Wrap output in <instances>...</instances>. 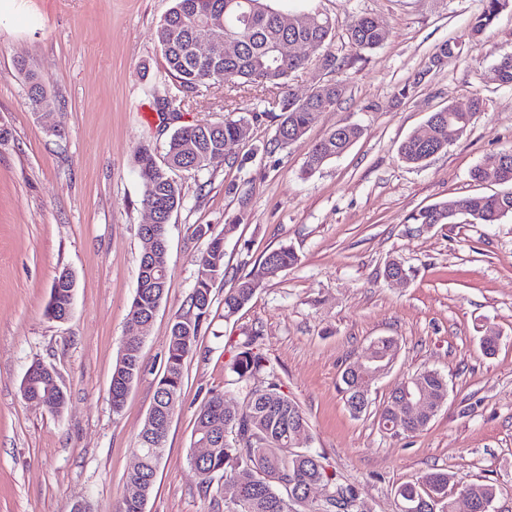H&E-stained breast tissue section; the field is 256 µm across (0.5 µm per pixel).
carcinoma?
<instances>
[{
    "label": "carcinoma",
    "mask_w": 512,
    "mask_h": 512,
    "mask_svg": "<svg viewBox=\"0 0 512 512\" xmlns=\"http://www.w3.org/2000/svg\"><path fill=\"white\" fill-rule=\"evenodd\" d=\"M512 0H484L482 11L471 20L473 36L478 37L492 27L499 14ZM239 43L236 54L220 59L196 56L193 45L215 30ZM386 28L379 18L372 15L354 17L346 29L347 44L354 51L379 47L386 39ZM335 36V21L318 11L291 16L283 25L282 15L265 4V0H174V6L164 17L157 30V41L166 63L167 77L172 83H163V106L176 102L185 103L191 97L215 86L229 92H239L245 87L278 88L288 76L308 65L309 58L282 57L275 46L282 40L294 39L308 44L312 57L326 70L341 71L349 63V57L339 56L328 50ZM460 57L457 43L441 44L429 60V68L441 69ZM492 82L512 84V52L499 56L489 69ZM27 99L36 112L42 109L38 101L45 99L36 73L27 71ZM345 93L343 83L326 82L317 85L302 98L288 95L266 101L264 112L279 111L274 143L286 147L300 140L315 121L317 115L333 108ZM484 107L482 97L471 100L469 111L458 112L446 107L431 114L426 122L428 133L420 139L408 136L398 148V155L407 165L419 167L429 158L448 146V127L467 128L472 117ZM247 126L245 117L228 113L218 123H196L176 129L167 141L162 159L143 145L136 151L138 173L144 186L141 205H152L165 213H172L183 204L182 187L173 177L177 172L200 173L206 169L209 155L219 152L226 159L237 157V148ZM360 129L355 125H339L326 137L315 143L308 152L305 169H319L329 160L346 152L359 138ZM499 166L502 183L512 186V147L504 148L487 156L470 171L474 181L484 178L485 169ZM472 218L478 224H495L512 216V190L491 195H472L450 204L438 203L408 216L413 224H446L454 213ZM194 234L205 238V247L198 258L196 281L184 308L172 320L163 375L157 382L153 409L160 416L170 413L181 402L183 369L186 359L196 349L203 325L208 320L212 305V283L225 277L223 233H213L200 226ZM158 250L154 264L156 272L149 276L137 273V288L130 303L129 314L146 318L155 316L167 293L168 265L163 255L166 244V225H155ZM298 262L292 248L282 246L267 253L261 261L246 273L234 279L233 286L224 292V318L235 317L254 297L265 280ZM66 270H61L53 280L50 299L45 315L63 310L71 300L70 289L63 283ZM255 337L237 344V353L230 370L235 382L248 383L264 380V385L248 390V406L234 413L224 410V393L212 391L200 405L196 417L193 444L209 449L202 461L208 473L201 481L202 487L210 488L212 477L239 483L248 493L247 507L240 512H293L292 504L299 501L304 487L318 483L329 485L332 478L320 462H313V453L306 448L311 439L310 426L300 404L281 390L273 365L260 352L254 350ZM142 344L130 341L123 346L112 369L110 391L112 410L123 409L128 390L141 370ZM398 342L392 336L376 338L365 349L369 359L360 373L344 370L340 391L353 415L367 411L357 406L356 400L369 391L373 381L394 362ZM402 386L413 391L418 386L427 388L437 403L448 398V382L439 372L426 370L418 373ZM48 383L41 376L35 377L29 391L46 399L49 409L58 412L66 400L47 395ZM398 396L390 400L379 412V425L388 431L416 432L425 427L428 420L415 417L401 410ZM149 429H142L137 441L141 457V475L156 472L164 446L148 444ZM429 488L424 494L419 482L402 485L398 491V512H424L422 502L443 505L444 512H452L451 495L448 493V475L430 473L423 477ZM311 512H360L355 490L341 483Z\"/></svg>",
    "instance_id": "cac0c4a2"
}]
</instances>
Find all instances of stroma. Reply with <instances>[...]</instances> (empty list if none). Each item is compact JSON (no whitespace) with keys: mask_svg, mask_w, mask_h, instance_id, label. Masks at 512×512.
<instances>
[{"mask_svg":"<svg viewBox=\"0 0 512 512\" xmlns=\"http://www.w3.org/2000/svg\"><path fill=\"white\" fill-rule=\"evenodd\" d=\"M173 0H0V512H117L130 494L127 473L166 361L170 325L191 293L205 242L196 226L224 233L226 275L212 287L211 316L184 367L145 512H218L223 477L201 488L187 460L196 413L209 392L245 409L231 385L234 346L259 333L283 391L305 411L311 448L339 483L354 488L362 512H397L398 488L429 473L496 488L494 512H512V216L475 224L419 226L421 208L493 194L494 177L471 168L512 145V85L489 83L500 54L512 52V6L481 40L470 31L482 0H270L281 14L317 10L346 27L369 13L387 37L339 74L313 65L284 92L301 97L339 77L341 101L320 113L305 136L270 148L275 122L250 119L237 161L219 159L204 176L178 173L184 201L167 227L168 293L144 335L142 371L121 412L109 398L112 367L127 333L142 253L144 187L135 153L164 155L175 128L246 113L253 94L221 87L181 105L163 123L151 91L165 71L156 32ZM457 61L429 70L444 42ZM29 62L54 102L46 123L27 105L20 61ZM408 98L398 92L407 84ZM485 109L462 135L422 167L404 164L400 143L431 112ZM355 124L359 139L342 156L304 174L310 148L336 126ZM232 232H225V225ZM287 245L297 265L266 280L234 318L224 291L244 262ZM410 270L385 279L388 259ZM76 278L64 323L44 308L62 269ZM499 335L484 354L485 328ZM399 342L390 369L353 416L339 379L377 337ZM52 367L67 395L57 414L27 402L20 384L34 363ZM440 372L448 399L422 430H384L378 412L411 375Z\"/></svg>","mask_w":512,"mask_h":512,"instance_id":"stroma-1","label":"stroma"}]
</instances>
